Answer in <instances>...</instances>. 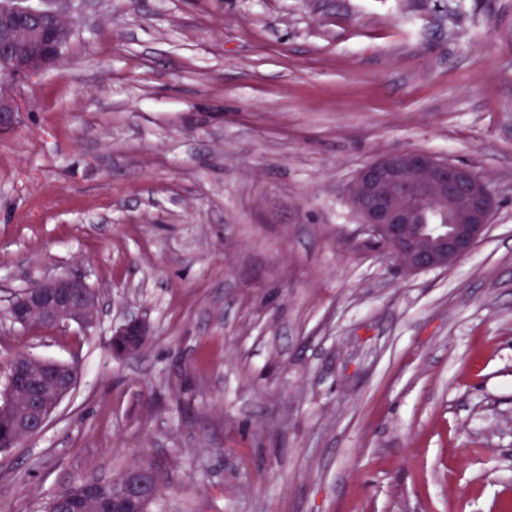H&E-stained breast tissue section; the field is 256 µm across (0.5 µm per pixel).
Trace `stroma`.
<instances>
[{
	"label": "stroma",
	"instance_id": "1",
	"mask_svg": "<svg viewBox=\"0 0 512 512\" xmlns=\"http://www.w3.org/2000/svg\"><path fill=\"white\" fill-rule=\"evenodd\" d=\"M0 130V368L79 361L0 454V512L148 464L156 512H512V0H77ZM423 149L497 207L452 266L361 230L359 170ZM92 332L23 330L52 275ZM149 321L137 357L112 323ZM10 319L22 328L75 323L92 329L98 321L97 295L79 275L38 280L10 305ZM151 336L149 324L138 314L128 312L112 326V356L124 360L139 355Z\"/></svg>",
	"mask_w": 512,
	"mask_h": 512
}]
</instances>
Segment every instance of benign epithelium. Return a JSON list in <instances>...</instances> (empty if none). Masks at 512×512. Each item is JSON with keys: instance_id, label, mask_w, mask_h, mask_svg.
<instances>
[{"instance_id": "obj_1", "label": "benign epithelium", "mask_w": 512, "mask_h": 512, "mask_svg": "<svg viewBox=\"0 0 512 512\" xmlns=\"http://www.w3.org/2000/svg\"><path fill=\"white\" fill-rule=\"evenodd\" d=\"M69 0H7L0 8V128L19 112L13 89L26 79L58 68L60 45L71 31ZM350 201L362 230L402 263L419 272L446 268L468 256L485 235L495 210L489 184L472 168L440 159L425 150L390 153L366 164L354 182ZM10 319L22 328L75 323L92 329L98 321L97 295L79 275L41 279L10 305ZM151 338L149 324L127 313L112 326V356L139 355ZM73 366L28 354L7 365L0 390V415L12 411L20 395L28 413L14 430L26 440L43 432L53 412L74 389ZM157 496L154 476L146 468L128 472L112 512H147Z\"/></svg>"}]
</instances>
